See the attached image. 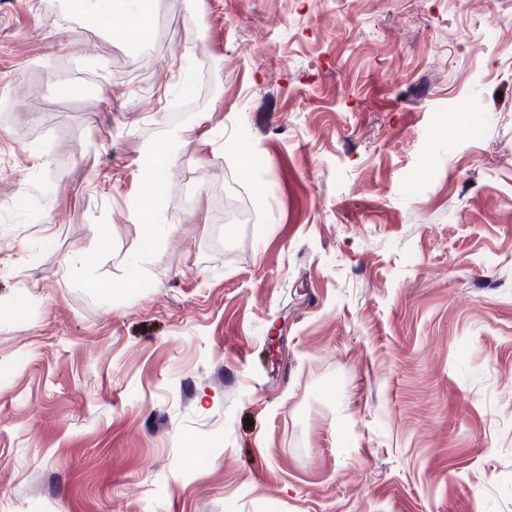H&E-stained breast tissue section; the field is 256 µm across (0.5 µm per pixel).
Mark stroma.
<instances>
[{
	"label": "stroma",
	"instance_id": "35a3bbf8",
	"mask_svg": "<svg viewBox=\"0 0 512 512\" xmlns=\"http://www.w3.org/2000/svg\"><path fill=\"white\" fill-rule=\"evenodd\" d=\"M0 512H512V0H0ZM162 0H73L75 9L89 13L104 31H121L131 41L149 37ZM147 154L150 158L144 176L143 192L158 195L155 193V186L161 183V175L169 164L171 154L167 150H161L155 147L148 149Z\"/></svg>",
	"mask_w": 512,
	"mask_h": 512
}]
</instances>
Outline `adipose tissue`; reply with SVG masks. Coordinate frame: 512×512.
Wrapping results in <instances>:
<instances>
[{
	"mask_svg": "<svg viewBox=\"0 0 512 512\" xmlns=\"http://www.w3.org/2000/svg\"><path fill=\"white\" fill-rule=\"evenodd\" d=\"M75 9L89 13L104 31H119L132 41L149 37L162 0H72Z\"/></svg>",
	"mask_w": 512,
	"mask_h": 512,
	"instance_id": "obj_1",
	"label": "adipose tissue"
}]
</instances>
